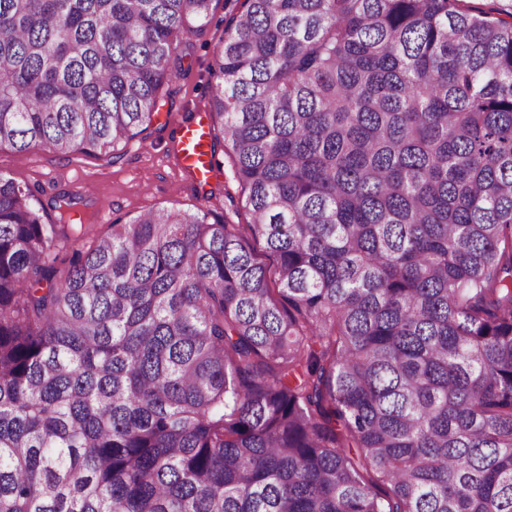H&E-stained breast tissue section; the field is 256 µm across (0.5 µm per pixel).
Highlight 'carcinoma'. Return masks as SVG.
<instances>
[{
    "instance_id": "cac0c4a2",
    "label": "carcinoma",
    "mask_w": 512,
    "mask_h": 512,
    "mask_svg": "<svg viewBox=\"0 0 512 512\" xmlns=\"http://www.w3.org/2000/svg\"><path fill=\"white\" fill-rule=\"evenodd\" d=\"M210 2L0 0V144H127ZM240 8L211 140L274 276L0 172V512H512V0Z\"/></svg>"
}]
</instances>
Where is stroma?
Wrapping results in <instances>:
<instances>
[{
    "mask_svg": "<svg viewBox=\"0 0 512 512\" xmlns=\"http://www.w3.org/2000/svg\"><path fill=\"white\" fill-rule=\"evenodd\" d=\"M231 8L230 0H212L202 32L181 44L177 59L171 62L172 78L157 118L127 145L117 147L115 157L81 153L61 157L42 146L20 152L4 143L0 171L31 188L32 205L39 211H48L57 194L72 195L77 210L102 233L111 232L113 223L128 222L149 209L193 212L201 208L209 220L249 224L244 195L224 148H217L214 174L204 188L173 162L176 123L193 120L197 111L209 108L211 65ZM206 188L214 192L208 200L202 197Z\"/></svg>",
    "mask_w": 512,
    "mask_h": 512,
    "instance_id": "1",
    "label": "stroma"
}]
</instances>
